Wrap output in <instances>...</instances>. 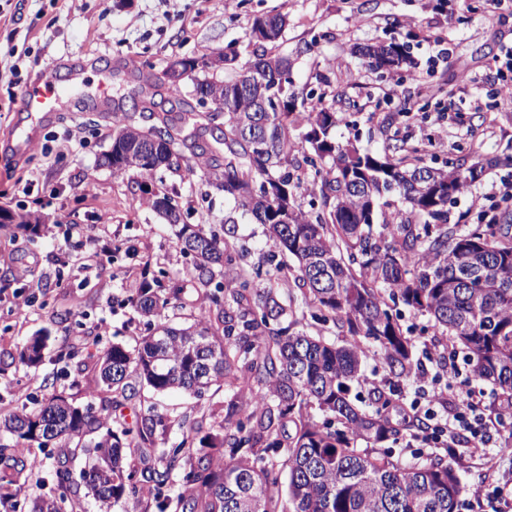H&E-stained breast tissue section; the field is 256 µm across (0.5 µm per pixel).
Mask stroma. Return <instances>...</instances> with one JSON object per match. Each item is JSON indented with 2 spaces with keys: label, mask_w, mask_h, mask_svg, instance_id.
<instances>
[{
  "label": "stroma",
  "mask_w": 512,
  "mask_h": 512,
  "mask_svg": "<svg viewBox=\"0 0 512 512\" xmlns=\"http://www.w3.org/2000/svg\"><path fill=\"white\" fill-rule=\"evenodd\" d=\"M0 0V150L12 131L33 129L34 143L11 166L0 167V208L31 210L56 220L54 235L27 240L14 224L0 225V414L19 400L34 404L62 392L76 405L90 403L78 383L69 350L87 355L113 343L134 346L146 325L129 304L147 274L163 271L183 293L168 316L179 323L205 302L190 275V261L178 247L174 228L148 206L151 192L176 185L187 223L220 224L232 216L222 191L200 177L177 182L169 173L99 166L112 139V109L141 91L138 74L151 65L161 75L175 57L220 54L245 44L255 16H288L281 49L294 62L298 85L320 70L337 90L358 102L341 140L368 149L390 139L418 149L426 162H443L459 152L500 157L450 206V220L474 224L498 215L505 183L512 182V100L501 98L502 81L512 80V0ZM408 43L416 69L395 78L370 69L357 46L378 40ZM56 67L68 92L56 116L32 125L21 112V90L41 69ZM111 77L109 101L98 89L99 71ZM405 116L387 123L389 113ZM97 185L84 197V182ZM111 239L97 254L75 251L72 225ZM401 324L415 344L418 361L426 349L449 345L426 316L399 307ZM48 338L45 360L29 368L13 356L35 334ZM362 383L352 393L363 407L396 417L394 404L374 401L373 387L413 398L414 377L389 378L382 360L367 352ZM231 397L214 388L202 398L178 393L140 398L112 414L113 426L135 421L148 409L210 428ZM65 451L38 450L42 468L24 469L21 506L51 494L44 477Z\"/></svg>",
  "instance_id": "stroma-1"
}]
</instances>
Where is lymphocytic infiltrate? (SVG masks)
Instances as JSON below:
<instances>
[{
    "mask_svg": "<svg viewBox=\"0 0 512 512\" xmlns=\"http://www.w3.org/2000/svg\"><path fill=\"white\" fill-rule=\"evenodd\" d=\"M432 368H421L414 398L405 406L404 419L422 421L424 429L410 432L404 448L411 457L421 459L431 449L454 447L461 433H469L471 446L467 455L453 456L456 466H464L468 458L481 459L485 466L497 468L506 456L512 440L501 434L512 409L488 408L478 401L474 389L457 390L459 370L443 356L432 359Z\"/></svg>",
    "mask_w": 512,
    "mask_h": 512,
    "instance_id": "f902f5d3",
    "label": "lymphocytic infiltrate"
}]
</instances>
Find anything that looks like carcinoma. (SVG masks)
<instances>
[{"mask_svg":"<svg viewBox=\"0 0 512 512\" xmlns=\"http://www.w3.org/2000/svg\"><path fill=\"white\" fill-rule=\"evenodd\" d=\"M288 21L281 13L254 19L240 61L224 52V129L210 134L215 114L204 112L198 90L214 75L192 77L193 90L166 82L164 101L178 113H156L153 123L133 105L113 111L111 151L102 164L121 174L152 171L155 163L183 177L219 174L214 186L241 216L264 226L271 247L295 262L289 268L301 300L337 329L336 344L294 330L277 289L254 284L244 255L230 243L234 228L185 224L178 191L158 192L151 208L176 227L177 245L208 309L173 327L167 311L182 288H141L127 302L149 332L129 349L120 344L76 362L91 373L88 388L99 405L80 407L52 394L29 408L21 403L0 417V508L17 512L21 471L10 461L29 448L64 440L89 456L74 481L67 462L47 480L60 490L33 512H83L80 490L99 512L140 498L156 512H456L465 493L446 457L402 465L388 449L400 429L351 397L367 339L380 350L389 375L407 376L414 343L404 333L400 303L429 316L448 334L478 381L491 383L512 406V243L498 224L458 228L448 205L484 172L466 157L437 167L411 158L397 144L376 152L336 137L347 113L336 110L331 82L299 87L290 58L277 42ZM368 66L392 74L411 70L409 45L394 39L360 48ZM251 67L250 90L239 93L237 71ZM269 111L255 112L256 98ZM193 124L195 133L181 135ZM29 237L41 233L38 216L13 213ZM42 336L17 352L27 366L43 361ZM233 391L226 415L200 435L190 425L167 446L172 421L143 415L116 431L112 410L149 387L200 397L214 386ZM294 431L283 436L286 424ZM364 442L365 448L357 447ZM208 448H222L215 457ZM180 491L170 495L173 473Z\"/></svg>","mask_w":512,"mask_h":512,"instance_id":"cac0c4a2","label":"carcinoma"}]
</instances>
